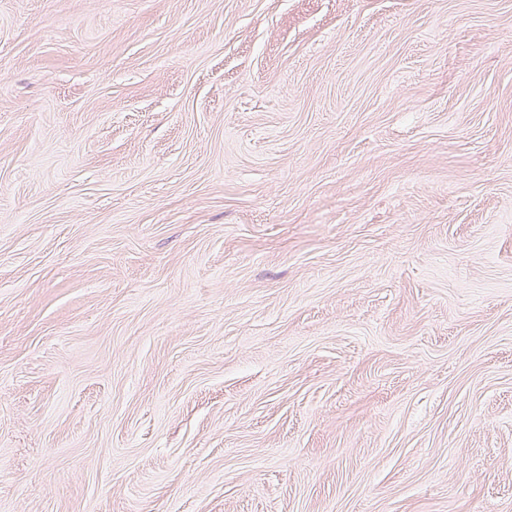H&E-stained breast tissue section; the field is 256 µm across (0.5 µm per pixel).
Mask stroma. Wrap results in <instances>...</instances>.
Instances as JSON below:
<instances>
[{"label": "stroma", "mask_w": 512, "mask_h": 512, "mask_svg": "<svg viewBox=\"0 0 512 512\" xmlns=\"http://www.w3.org/2000/svg\"><path fill=\"white\" fill-rule=\"evenodd\" d=\"M0 512H512V0H0Z\"/></svg>", "instance_id": "obj_1"}]
</instances>
